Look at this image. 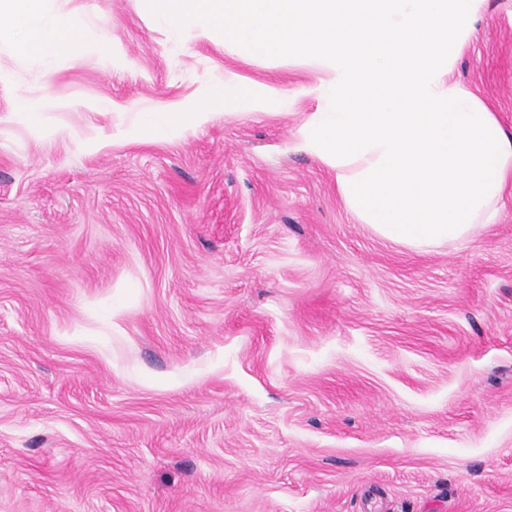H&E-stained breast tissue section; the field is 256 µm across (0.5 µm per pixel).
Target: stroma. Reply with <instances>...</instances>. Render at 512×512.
<instances>
[{"mask_svg": "<svg viewBox=\"0 0 512 512\" xmlns=\"http://www.w3.org/2000/svg\"><path fill=\"white\" fill-rule=\"evenodd\" d=\"M61 8L81 59L0 45V512H512V190L382 239L297 136L311 67ZM453 77L512 132V0ZM181 120L178 112H140L139 115V124L156 136L175 132Z\"/></svg>", "mask_w": 512, "mask_h": 512, "instance_id": "35a3bbf8", "label": "stroma"}]
</instances>
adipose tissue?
Listing matches in <instances>:
<instances>
[{"label":"adipose tissue","instance_id":"ef3b65f1","mask_svg":"<svg viewBox=\"0 0 512 512\" xmlns=\"http://www.w3.org/2000/svg\"><path fill=\"white\" fill-rule=\"evenodd\" d=\"M0 34L17 40L22 54L41 60L60 55L77 59L88 49L65 16L52 10L50 0H0Z\"/></svg>","mask_w":512,"mask_h":512}]
</instances>
